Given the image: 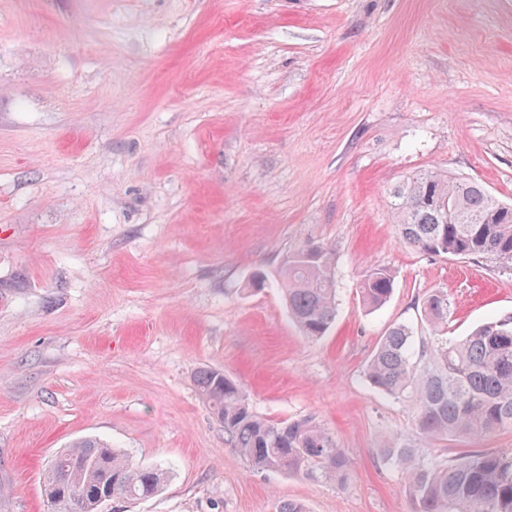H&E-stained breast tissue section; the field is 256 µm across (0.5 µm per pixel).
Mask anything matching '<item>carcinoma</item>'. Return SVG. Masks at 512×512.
<instances>
[{"mask_svg": "<svg viewBox=\"0 0 512 512\" xmlns=\"http://www.w3.org/2000/svg\"><path fill=\"white\" fill-rule=\"evenodd\" d=\"M397 232L430 255L484 259L512 269V204L476 180L427 170L391 190ZM279 267L288 316L302 336L318 341L336 321L335 250L307 243L287 252ZM394 289L391 273L371 268L360 287L363 304L381 308ZM451 302L441 290L422 302L429 336L396 323L381 336L364 376L375 389L411 409L422 441L484 439L512 432V316L489 319L461 340L446 336ZM200 396L224 427L232 450L256 471H284L343 487L350 461L333 434L311 417L279 421L256 414L241 386L211 367L194 374ZM382 463L404 481L412 512H512V449L470 448L451 459L389 438ZM166 482L159 467L142 466L108 442L82 438L46 469L50 512H97L98 500H144Z\"/></svg>", "mask_w": 512, "mask_h": 512, "instance_id": "1", "label": "carcinoma"}]
</instances>
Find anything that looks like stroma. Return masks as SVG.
Wrapping results in <instances>:
<instances>
[{"label": "stroma", "mask_w": 512, "mask_h": 512, "mask_svg": "<svg viewBox=\"0 0 512 512\" xmlns=\"http://www.w3.org/2000/svg\"><path fill=\"white\" fill-rule=\"evenodd\" d=\"M431 169L512 203V0H0V512L96 437L168 473L128 512H410L376 450L417 436L365 367L390 325L512 316V270L400 241L391 188ZM336 251L320 341L289 321L283 254ZM392 272L368 311L359 283ZM268 284L252 288V275ZM312 417L345 487L257 472L193 382ZM393 289L394 278L389 271L370 268L365 272L360 287L363 304L369 310H377L385 305Z\"/></svg>", "instance_id": "1"}]
</instances>
